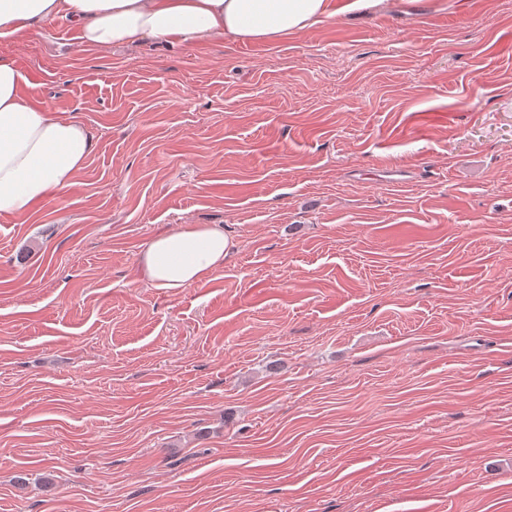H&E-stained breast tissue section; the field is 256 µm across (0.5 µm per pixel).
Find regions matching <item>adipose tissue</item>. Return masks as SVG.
I'll return each instance as SVG.
<instances>
[{
	"mask_svg": "<svg viewBox=\"0 0 512 512\" xmlns=\"http://www.w3.org/2000/svg\"><path fill=\"white\" fill-rule=\"evenodd\" d=\"M419 0H0V39L26 35L40 23L66 19L82 44L115 46L204 38L276 45L337 13L414 6ZM91 151L80 124L28 99L13 59L0 55V213L27 217L42 199L72 186ZM233 248L219 227L183 224L154 236L139 259L152 287L177 291L224 265Z\"/></svg>",
	"mask_w": 512,
	"mask_h": 512,
	"instance_id": "adipose-tissue-1",
	"label": "adipose tissue"
}]
</instances>
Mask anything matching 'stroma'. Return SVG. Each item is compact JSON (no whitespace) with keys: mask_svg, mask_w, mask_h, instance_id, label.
I'll use <instances>...</instances> for the list:
<instances>
[{"mask_svg":"<svg viewBox=\"0 0 512 512\" xmlns=\"http://www.w3.org/2000/svg\"><path fill=\"white\" fill-rule=\"evenodd\" d=\"M0 54L92 141L0 214V512H512V0ZM232 248L217 226L182 224L149 241L140 255V274L154 288L181 290L223 267Z\"/></svg>","mask_w":512,"mask_h":512,"instance_id":"obj_1","label":"stroma"}]
</instances>
